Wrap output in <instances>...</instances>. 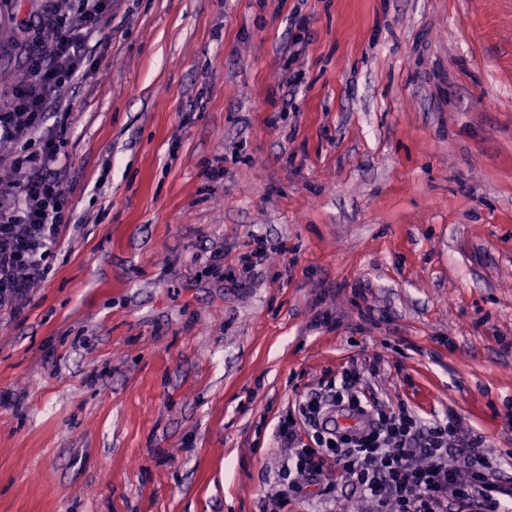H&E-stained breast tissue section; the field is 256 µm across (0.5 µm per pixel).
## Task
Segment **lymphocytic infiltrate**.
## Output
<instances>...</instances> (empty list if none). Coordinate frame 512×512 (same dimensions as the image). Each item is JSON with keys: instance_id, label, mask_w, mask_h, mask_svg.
<instances>
[{"instance_id": "f902f5d3", "label": "lymphocytic infiltrate", "mask_w": 512, "mask_h": 512, "mask_svg": "<svg viewBox=\"0 0 512 512\" xmlns=\"http://www.w3.org/2000/svg\"><path fill=\"white\" fill-rule=\"evenodd\" d=\"M112 0H49L44 37L31 80L0 104V306L26 298L50 271L60 229L71 223L60 180L69 115L56 96L83 76ZM357 370L343 369L324 391L300 396L277 437L288 457L281 483L301 492L327 470L358 491L366 512H512V485L493 462L484 436L456 414L427 421L391 410L359 388ZM347 417L349 425L338 422Z\"/></svg>"}]
</instances>
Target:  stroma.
Returning <instances> with one entry per match:
<instances>
[{
  "mask_svg": "<svg viewBox=\"0 0 512 512\" xmlns=\"http://www.w3.org/2000/svg\"><path fill=\"white\" fill-rule=\"evenodd\" d=\"M45 9L0 0V102ZM102 29L75 221L0 306V512H363L333 472L279 504V418L352 366L512 481V0H112Z\"/></svg>",
  "mask_w": 512,
  "mask_h": 512,
  "instance_id": "1",
  "label": "stroma"
}]
</instances>
